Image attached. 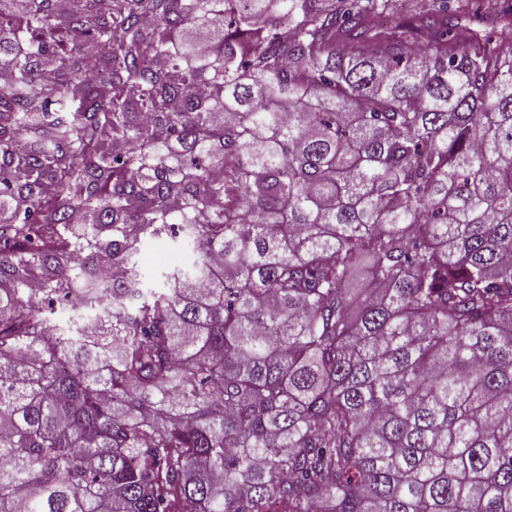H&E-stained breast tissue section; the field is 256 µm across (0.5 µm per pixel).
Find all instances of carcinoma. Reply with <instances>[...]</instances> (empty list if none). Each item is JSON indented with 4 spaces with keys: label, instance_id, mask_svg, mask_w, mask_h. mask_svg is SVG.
<instances>
[{
    "label": "carcinoma",
    "instance_id": "cac0c4a2",
    "mask_svg": "<svg viewBox=\"0 0 512 512\" xmlns=\"http://www.w3.org/2000/svg\"><path fill=\"white\" fill-rule=\"evenodd\" d=\"M9 2L0 512H512L509 0ZM192 260L193 254L190 250L170 239L143 242L138 256L140 272L146 284L150 286L162 284L161 274L171 270L169 266L189 264Z\"/></svg>",
    "mask_w": 512,
    "mask_h": 512
}]
</instances>
